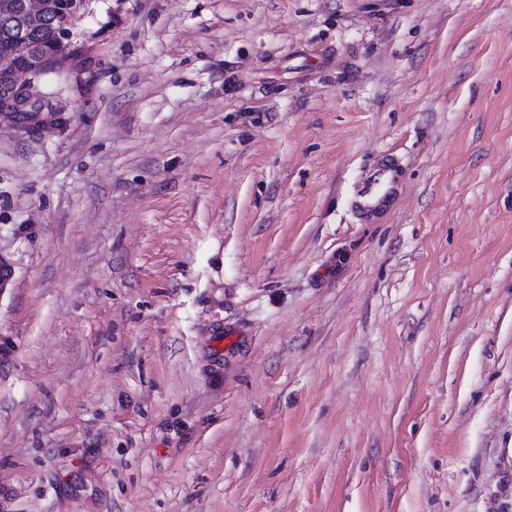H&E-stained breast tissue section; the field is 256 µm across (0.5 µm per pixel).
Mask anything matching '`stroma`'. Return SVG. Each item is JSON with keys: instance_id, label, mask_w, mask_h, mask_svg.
Returning <instances> with one entry per match:
<instances>
[{"instance_id": "1", "label": "stroma", "mask_w": 512, "mask_h": 512, "mask_svg": "<svg viewBox=\"0 0 512 512\" xmlns=\"http://www.w3.org/2000/svg\"><path fill=\"white\" fill-rule=\"evenodd\" d=\"M43 84L0 512H512V0H88ZM401 169L391 154L382 156L358 186L352 205L364 220H372L387 207Z\"/></svg>"}]
</instances>
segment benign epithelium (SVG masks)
Wrapping results in <instances>:
<instances>
[{"label": "benign epithelium", "mask_w": 512, "mask_h": 512, "mask_svg": "<svg viewBox=\"0 0 512 512\" xmlns=\"http://www.w3.org/2000/svg\"><path fill=\"white\" fill-rule=\"evenodd\" d=\"M16 8L21 10L25 25L30 29L51 20L57 42L64 49L70 44L72 25L83 11L84 0H0L1 12ZM11 55L26 59L27 66L13 71L7 86L0 90V117L24 125L45 114L57 113L41 78L52 71L58 61L43 57L25 37L12 43Z\"/></svg>", "instance_id": "7a95c632"}]
</instances>
